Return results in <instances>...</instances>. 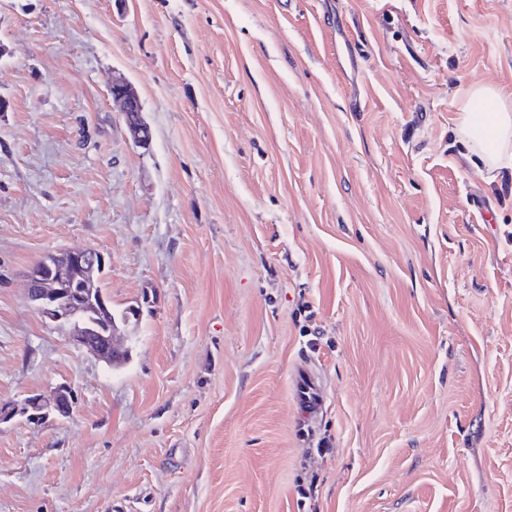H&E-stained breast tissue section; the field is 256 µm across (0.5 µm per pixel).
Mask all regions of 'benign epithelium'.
Wrapping results in <instances>:
<instances>
[{
    "mask_svg": "<svg viewBox=\"0 0 512 512\" xmlns=\"http://www.w3.org/2000/svg\"><path fill=\"white\" fill-rule=\"evenodd\" d=\"M112 100L121 107L127 129L139 144L151 141V128L142 117V106L133 87L123 78L112 80ZM111 257L101 250L85 248L55 256V262L34 266L27 274V297L37 314L46 322L70 325L73 333L70 342L114 365L129 358V348L123 346L118 328L108 334L98 329L97 318L101 310L96 304H88L81 294L69 297L57 285L70 280L77 287L88 290L104 279ZM76 397L71 386L60 384L48 393H35L24 400L20 407L0 406V425L13 420L16 415L41 424L49 419H63L74 410Z\"/></svg>",
    "mask_w": 512,
    "mask_h": 512,
    "instance_id": "1",
    "label": "benign epithelium"
}]
</instances>
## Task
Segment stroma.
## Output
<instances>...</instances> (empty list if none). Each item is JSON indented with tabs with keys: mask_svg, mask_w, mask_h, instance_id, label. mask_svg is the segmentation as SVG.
<instances>
[{
	"mask_svg": "<svg viewBox=\"0 0 512 512\" xmlns=\"http://www.w3.org/2000/svg\"><path fill=\"white\" fill-rule=\"evenodd\" d=\"M473 84L512 101V0H0V403L76 395L0 425V512H512V174L457 133ZM89 247L142 309L116 370L25 297ZM112 101L121 107L127 129L133 140L139 144L151 141V128L142 117V106L133 87L123 78L112 80L110 86ZM297 390L301 394V398L309 416L316 415L321 408L322 401L319 394L315 391V383L310 378L307 371L298 374ZM76 397L70 385L60 384L49 393H35L24 400L23 405L0 406V425L10 422L16 415L26 417L34 424H42L52 419L68 417L74 410Z\"/></svg>",
	"mask_w": 512,
	"mask_h": 512,
	"instance_id": "stroma-1",
	"label": "stroma"
}]
</instances>
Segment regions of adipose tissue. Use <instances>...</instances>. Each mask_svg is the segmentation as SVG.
Wrapping results in <instances>:
<instances>
[{"instance_id":"obj_1","label":"adipose tissue","mask_w":512,"mask_h":512,"mask_svg":"<svg viewBox=\"0 0 512 512\" xmlns=\"http://www.w3.org/2000/svg\"><path fill=\"white\" fill-rule=\"evenodd\" d=\"M476 100L488 103V111H473L471 104ZM457 128L470 150L479 156L486 179H493L506 161H512V107L495 87L474 85L467 89Z\"/></svg>"}]
</instances>
